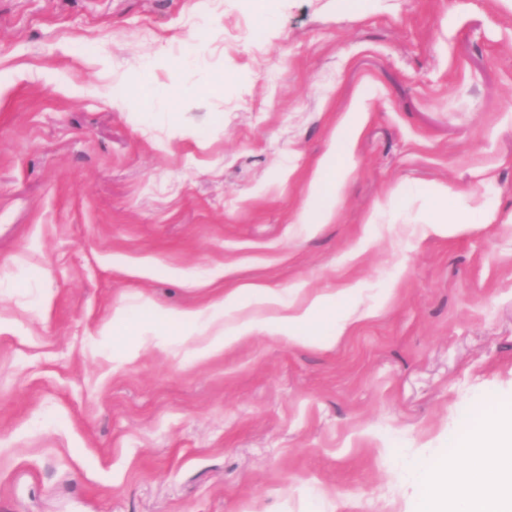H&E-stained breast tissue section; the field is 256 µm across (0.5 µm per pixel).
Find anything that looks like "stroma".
<instances>
[{
	"instance_id": "1",
	"label": "stroma",
	"mask_w": 512,
	"mask_h": 512,
	"mask_svg": "<svg viewBox=\"0 0 512 512\" xmlns=\"http://www.w3.org/2000/svg\"><path fill=\"white\" fill-rule=\"evenodd\" d=\"M356 101L335 217L297 223ZM437 193L471 228L423 235ZM218 274L366 316L101 343ZM1 277L0 512H411L407 460L512 407V0H0Z\"/></svg>"
}]
</instances>
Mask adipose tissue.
Segmentation results:
<instances>
[{
    "instance_id": "adipose-tissue-1",
    "label": "adipose tissue",
    "mask_w": 512,
    "mask_h": 512,
    "mask_svg": "<svg viewBox=\"0 0 512 512\" xmlns=\"http://www.w3.org/2000/svg\"><path fill=\"white\" fill-rule=\"evenodd\" d=\"M360 113V104H352L339 125L331 151L319 161L309 183L298 223L333 220L336 199L351 172ZM357 293V286L348 284L330 294H299L285 303L278 289L248 283L230 295L219 294L206 304L182 310L150 304L135 316L116 306L99 334L107 341H126L127 360L136 358L140 346L161 332L190 344V355L197 361L248 341L260 327L294 345L327 347L360 320ZM449 444L453 455L408 462L409 478L419 490L415 512H512V408L477 401L466 431Z\"/></svg>"
}]
</instances>
